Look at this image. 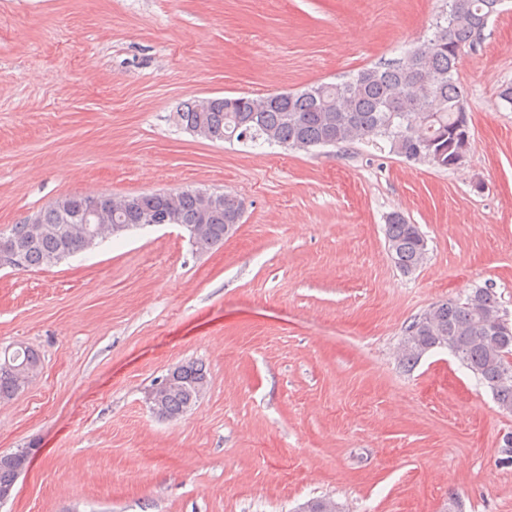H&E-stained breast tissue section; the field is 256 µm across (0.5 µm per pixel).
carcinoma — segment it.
I'll use <instances>...</instances> for the list:
<instances>
[{
  "mask_svg": "<svg viewBox=\"0 0 512 512\" xmlns=\"http://www.w3.org/2000/svg\"><path fill=\"white\" fill-rule=\"evenodd\" d=\"M490 0H446L448 9L436 22L432 37L417 45L409 57L375 64L337 83H314L295 92H269L206 97L182 105L175 112L177 125L192 132L200 127L211 141H262L285 148L317 147L326 141L339 146L385 141L390 151L408 161L427 162L446 169L460 149L455 136L459 111L465 108L458 86V62L473 45ZM202 189L177 190L173 223L184 227L206 225L203 252L224 244L240 223L232 206L234 195L224 193V205L214 215L203 211ZM167 190L143 195L139 206L112 217L127 231L141 223L148 211L166 209ZM100 195H66L63 205L54 200L34 214L44 228L31 238V225L23 219L0 232V252L19 249L23 267L53 266L91 248L81 232L89 207ZM387 250L394 265L409 275L427 258L422 232L400 212H392L385 225ZM429 318L419 314L404 328L401 356L415 364L436 347L456 357L493 395L500 411L512 414V327L492 331L502 317L501 303L491 288H477L464 301L448 299L432 304ZM39 371L38 357L19 347L0 358V401L17 394L18 376ZM177 388L162 398V409L180 417L199 399L208 385L200 365L180 366ZM20 473L0 454V486L16 483ZM299 512H340L329 498L310 500Z\"/></svg>",
  "mask_w": 512,
  "mask_h": 512,
  "instance_id": "carcinoma-1",
  "label": "carcinoma"
}]
</instances>
